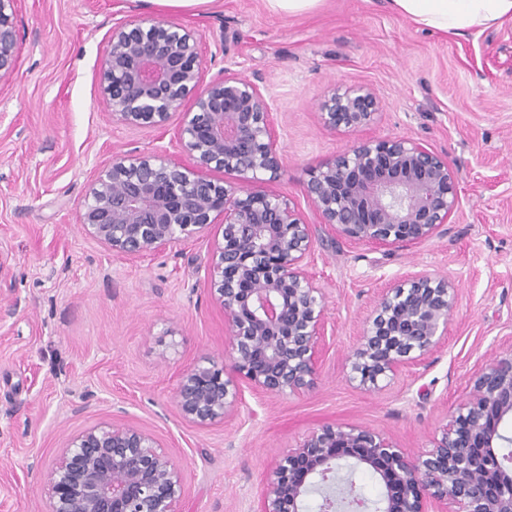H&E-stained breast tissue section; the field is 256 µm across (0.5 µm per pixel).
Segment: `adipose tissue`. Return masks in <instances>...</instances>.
<instances>
[{
    "label": "adipose tissue",
    "mask_w": 512,
    "mask_h": 512,
    "mask_svg": "<svg viewBox=\"0 0 512 512\" xmlns=\"http://www.w3.org/2000/svg\"><path fill=\"white\" fill-rule=\"evenodd\" d=\"M415 25L444 34L482 32L512 20V0H389Z\"/></svg>",
    "instance_id": "1"
}]
</instances>
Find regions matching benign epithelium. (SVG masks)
<instances>
[{
    "instance_id": "obj_1",
    "label": "benign epithelium",
    "mask_w": 512,
    "mask_h": 512,
    "mask_svg": "<svg viewBox=\"0 0 512 512\" xmlns=\"http://www.w3.org/2000/svg\"><path fill=\"white\" fill-rule=\"evenodd\" d=\"M16 0H0V82L15 68ZM199 35L166 18L134 15L112 28L99 72L112 117L164 129L179 116L182 157L125 153L100 167L79 206L85 233L135 260L222 225L207 268L224 310L232 374L215 361L184 373L174 401L199 426L222 423L245 391L283 396L312 383L327 345L326 297L311 271L314 236L299 210L253 189L282 175L268 88L229 67L205 79ZM381 102L363 85H338L318 102L320 124L357 132L376 123ZM231 171L233 183L211 179ZM306 194L340 237L375 246L432 238L459 205L448 157L410 138L360 139L310 170ZM457 296L446 276L412 273L381 295L347 355L349 379L366 388L417 366L448 335ZM512 346L492 354L432 446L410 453L362 427H324L282 453L267 471L257 512H321L357 503L367 512H512ZM381 486L365 501L347 471ZM49 512H176L182 477L158 439L129 423L74 437L47 475Z\"/></svg>"
}]
</instances>
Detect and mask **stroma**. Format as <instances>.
Returning a JSON list of instances; mask_svg holds the SVG:
<instances>
[{"instance_id": "1", "label": "stroma", "mask_w": 512, "mask_h": 512, "mask_svg": "<svg viewBox=\"0 0 512 512\" xmlns=\"http://www.w3.org/2000/svg\"><path fill=\"white\" fill-rule=\"evenodd\" d=\"M134 14L196 31L208 78L230 68L268 87L283 174L259 188L295 205L316 239L330 337L312 384L247 395L237 416L210 427L184 419L174 391L197 363L224 358V311L207 280L213 232L126 260L77 222L114 154L180 155L173 131L113 120L99 93L112 28ZM16 25V66L0 83V512H48L61 449L103 423H133L171 453L183 477L177 512H257L276 457L325 426L430 447L474 370L512 336V21L445 35L388 0H320L293 16L265 0L179 11L153 0H17ZM342 83L381 98L367 136L422 141L456 169L459 206L433 238L353 244L306 196L309 169L355 140L317 116L318 98ZM410 272L455 281L448 335L421 365L364 389L349 381L346 357L380 295Z\"/></svg>"}]
</instances>
